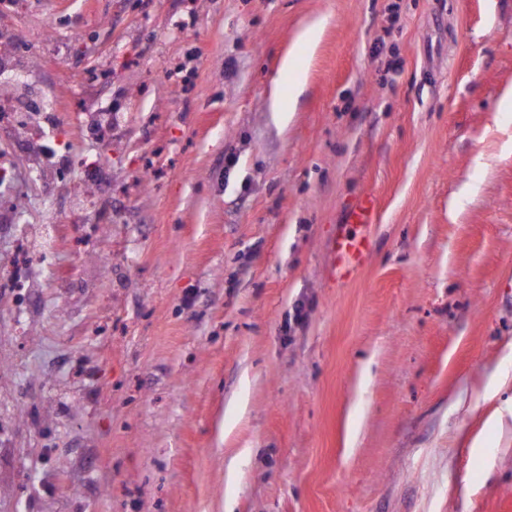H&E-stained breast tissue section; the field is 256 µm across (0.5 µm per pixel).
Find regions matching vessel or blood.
<instances>
[{
  "mask_svg": "<svg viewBox=\"0 0 512 512\" xmlns=\"http://www.w3.org/2000/svg\"><path fill=\"white\" fill-rule=\"evenodd\" d=\"M377 199L372 193L359 196L349 208L346 221L358 228L357 233L338 232L331 244L332 279L345 283L355 279L366 265L372 251V240L366 230L378 220Z\"/></svg>",
  "mask_w": 512,
  "mask_h": 512,
  "instance_id": "obj_1",
  "label": "vessel or blood"
}]
</instances>
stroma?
Instances as JSON below:
<instances>
[{
	"mask_svg": "<svg viewBox=\"0 0 512 512\" xmlns=\"http://www.w3.org/2000/svg\"><path fill=\"white\" fill-rule=\"evenodd\" d=\"M510 90L512 0H0V512H494ZM378 214L376 197L372 193L366 192L351 205L343 225L352 224L357 227L369 228L373 224H377ZM332 279L345 283L355 279L366 265L372 251V240L368 234H348L344 227L332 241Z\"/></svg>",
	"mask_w": 512,
	"mask_h": 512,
	"instance_id": "stroma-1",
	"label": "stroma"
}]
</instances>
